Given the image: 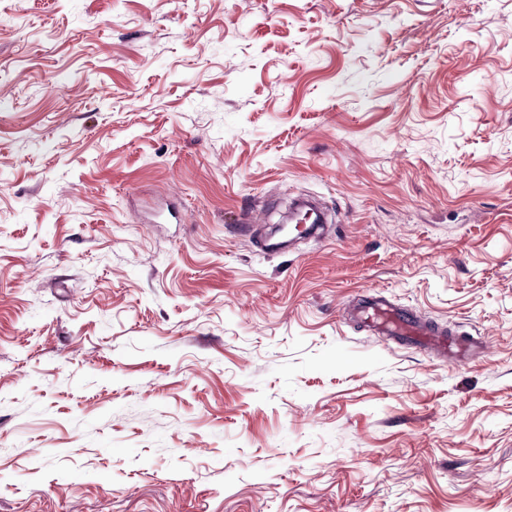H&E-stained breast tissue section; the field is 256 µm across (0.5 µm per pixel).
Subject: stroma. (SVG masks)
Returning a JSON list of instances; mask_svg holds the SVG:
<instances>
[{"mask_svg":"<svg viewBox=\"0 0 512 512\" xmlns=\"http://www.w3.org/2000/svg\"><path fill=\"white\" fill-rule=\"evenodd\" d=\"M0 512H512V0H0ZM353 314L359 320L379 334L395 336L409 344L423 347L434 352L443 361L461 356L476 359L470 354V345L465 350L457 347L452 332L422 322L412 311L403 309L383 294L373 292L356 299L352 306Z\"/></svg>","mask_w":512,"mask_h":512,"instance_id":"obj_1","label":"stroma"}]
</instances>
